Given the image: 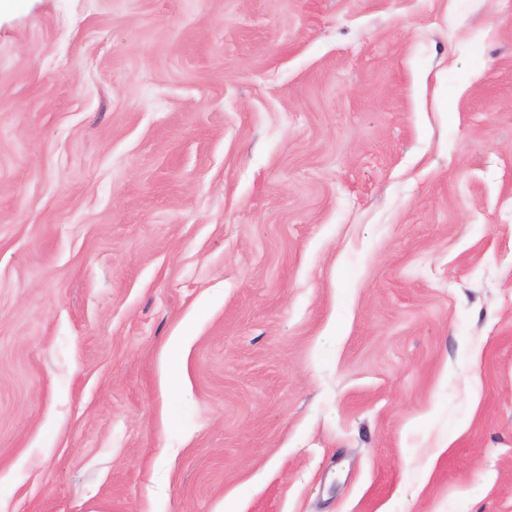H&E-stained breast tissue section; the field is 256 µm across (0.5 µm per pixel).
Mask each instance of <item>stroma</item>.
<instances>
[{"mask_svg": "<svg viewBox=\"0 0 512 512\" xmlns=\"http://www.w3.org/2000/svg\"><path fill=\"white\" fill-rule=\"evenodd\" d=\"M0 512H512V0H0ZM164 386L169 394L165 407V415L169 422L176 421L181 409L187 406L192 395L188 390L181 367L175 363L164 376Z\"/></svg>", "mask_w": 512, "mask_h": 512, "instance_id": "stroma-1", "label": "stroma"}]
</instances>
